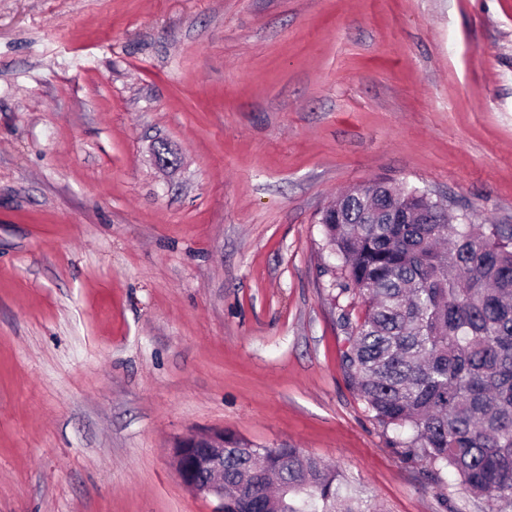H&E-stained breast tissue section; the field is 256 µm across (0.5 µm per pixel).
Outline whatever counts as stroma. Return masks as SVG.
Returning <instances> with one entry per match:
<instances>
[{"label":"stroma","mask_w":512,"mask_h":512,"mask_svg":"<svg viewBox=\"0 0 512 512\" xmlns=\"http://www.w3.org/2000/svg\"><path fill=\"white\" fill-rule=\"evenodd\" d=\"M379 180L512 225V0H0V512H216V431L486 512L345 377L319 217Z\"/></svg>","instance_id":"1"}]
</instances>
